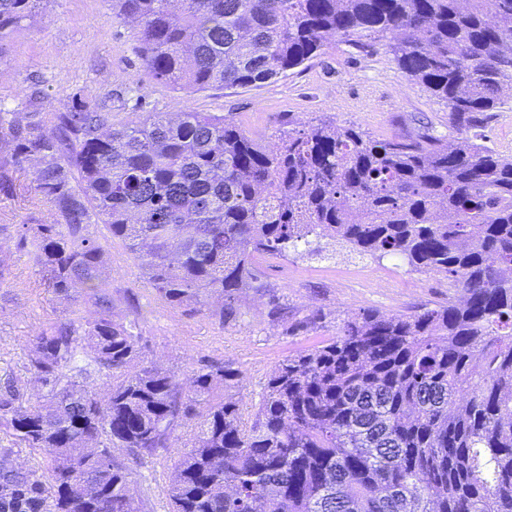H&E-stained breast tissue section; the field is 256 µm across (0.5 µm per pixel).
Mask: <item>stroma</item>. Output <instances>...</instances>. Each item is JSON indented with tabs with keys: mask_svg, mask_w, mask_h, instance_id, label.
<instances>
[{
	"mask_svg": "<svg viewBox=\"0 0 512 512\" xmlns=\"http://www.w3.org/2000/svg\"><path fill=\"white\" fill-rule=\"evenodd\" d=\"M108 112L122 123L136 112H221L262 142L273 143L288 125L321 118L355 124L376 139L414 137L421 124L453 142L443 104L399 69L382 45L356 49L339 41L304 65L259 87L212 88L186 93L152 80L143 70L133 30L113 21L112 0H42L35 19L0 50V110L65 112L74 104ZM49 205L30 175L0 189V227L47 221ZM116 317L136 321L142 355L132 369L155 363L187 377L208 361L232 364L241 373L238 392L244 419L253 416L266 376L288 357L333 336L344 320L374 309L391 317L447 301L435 273L412 271L401 260L377 261L337 248L325 258L292 253L258 263L263 290H246L240 316L224 324L190 307L160 300L122 245L108 251ZM286 311L269 315L270 296ZM316 325L300 327L312 311ZM72 308L52 294L26 251L13 250L12 274L0 283V382L26 379L37 331L70 317ZM193 434L186 424L156 456L129 449L111 454L129 468L145 512H169L166 486Z\"/></svg>",
	"mask_w": 512,
	"mask_h": 512,
	"instance_id": "stroma-1",
	"label": "stroma"
}]
</instances>
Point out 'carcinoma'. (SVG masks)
Returning a JSON list of instances; mask_svg holds the SVG:
<instances>
[{"label":"carcinoma","mask_w":512,"mask_h":512,"mask_svg":"<svg viewBox=\"0 0 512 512\" xmlns=\"http://www.w3.org/2000/svg\"><path fill=\"white\" fill-rule=\"evenodd\" d=\"M40 2L0 0V47ZM112 20L133 28L152 80L189 92L265 83L338 40H385L460 137L379 141L321 121L263 144L216 112L117 126L84 106L0 112V185L26 169L50 204L16 246L79 310L33 339L38 403L17 380L0 395V429L46 453L33 479L0 452V512H142L110 449L153 457L185 420L171 512H512V155L468 137L512 88V0H112ZM116 242L163 301L223 323L264 288L257 260L301 245L398 257L459 296L343 321L275 366L245 422L228 364L184 381L129 371L141 336L112 311Z\"/></svg>","instance_id":"cac0c4a2"}]
</instances>
